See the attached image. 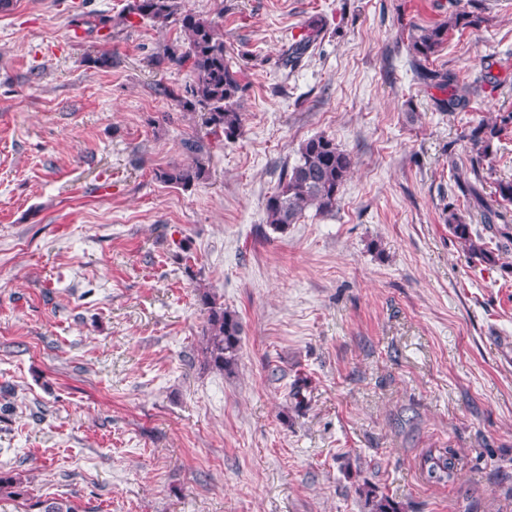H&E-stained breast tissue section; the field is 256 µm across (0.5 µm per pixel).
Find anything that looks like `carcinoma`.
Returning <instances> with one entry per match:
<instances>
[{
	"label": "carcinoma",
	"mask_w": 512,
	"mask_h": 512,
	"mask_svg": "<svg viewBox=\"0 0 512 512\" xmlns=\"http://www.w3.org/2000/svg\"><path fill=\"white\" fill-rule=\"evenodd\" d=\"M134 16L162 27L177 26L186 37V47L177 43L167 44L162 53L151 58V64L186 68L192 83L183 91L159 83L158 94L177 101L186 109L201 107L205 110V124L211 127V133L220 132L229 142L238 139L242 134L239 108L243 86L239 71L233 69L230 62L224 32L218 22L182 10L180 0H131L126 12L120 16V24L132 25ZM474 23L473 13L457 10L450 21L419 28L417 33L409 36L411 65L417 76L423 83L448 92V97L437 102L443 112L464 111L470 99L467 94L453 88L451 73L429 68V61L448 42L449 28ZM322 29L323 26L315 22L308 24L306 33L283 53L282 66L295 68L317 43ZM511 127L512 111L501 112L481 121L466 134L474 153L471 171L475 180H481L484 162L494 155L495 142L501 140ZM183 145L193 155L192 161L157 169L154 176L158 181L187 188L205 177L207 145L201 139L187 140ZM352 167L351 154L340 149L333 140L325 136L307 139L300 147L298 161L283 170L275 191L266 200L267 223L274 230L284 232L288 225L297 223L311 208L321 215L331 213L336 209L341 188ZM446 222L464 249L483 262L492 263L495 256L488 249L482 232L490 233L493 238L512 241V224L488 222L482 225V230L474 231L451 209ZM199 301L207 315L202 347L204 365L220 372H230L240 346L242 328L239 318L208 292L200 293ZM454 469L455 453L449 448L428 451L421 464L425 479L438 484L447 483L453 477ZM18 487L19 481L15 477L0 473L1 496L21 495Z\"/></svg>",
	"instance_id": "obj_1"
}]
</instances>
